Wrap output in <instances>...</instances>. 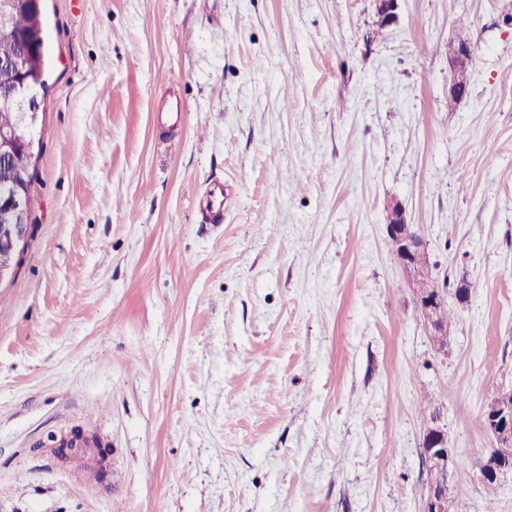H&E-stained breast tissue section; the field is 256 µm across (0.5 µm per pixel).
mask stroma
Segmentation results:
<instances>
[{"instance_id": "obj_1", "label": "stroma", "mask_w": 512, "mask_h": 512, "mask_svg": "<svg viewBox=\"0 0 512 512\" xmlns=\"http://www.w3.org/2000/svg\"><path fill=\"white\" fill-rule=\"evenodd\" d=\"M398 15L45 0L34 239L0 286V512H422L426 398L468 512H512V475L490 493L479 472V417L512 384V0ZM391 198L435 281L472 285L447 354ZM76 429L109 480L33 454ZM474 45L470 41H461L457 45L455 61L451 63L453 80L450 94L455 99H462L468 92L470 79L469 67L472 64ZM389 218L386 233L396 262L410 273L408 288H411L416 307L423 319L434 348L440 353L448 351V336L452 329L453 316L448 311L447 294L427 280L431 268L424 239L413 224H408L402 205L398 201L385 204ZM443 306L442 322L440 315Z\"/></svg>"}]
</instances>
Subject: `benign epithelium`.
Wrapping results in <instances>:
<instances>
[{
    "label": "benign epithelium",
    "instance_id": "benign-epithelium-1",
    "mask_svg": "<svg viewBox=\"0 0 512 512\" xmlns=\"http://www.w3.org/2000/svg\"><path fill=\"white\" fill-rule=\"evenodd\" d=\"M379 22L386 27L395 22L399 0H374ZM474 45L461 41L457 45L455 61L451 63L453 80L450 94L455 99L463 98L468 92L469 67L472 64ZM8 69L19 75L16 85L0 89V105L14 109V122L0 126V174H16L25 178V172L15 166L14 159L23 154L32 156V143L28 130L39 118V98L21 92L20 87L39 85L42 73H30L24 57L0 59V70ZM389 218L386 233L396 262L410 273L408 287L411 288L416 307L423 319L434 348L448 351V331L440 322L443 306L447 305V294L438 286L431 287L427 280L431 268L424 239L414 225L407 223L402 205L397 201L385 204ZM31 202L16 183L15 191L0 194V253L9 260L0 263V284L10 279L18 267L21 255L32 240L34 225L30 222ZM484 431L492 438L493 447L484 455L480 473L482 481L498 480L512 472V455L505 449L512 447V386L498 389L486 404ZM85 435L73 431L59 438L51 436L48 442L33 448L35 453H48L57 463L65 467L81 462V441ZM422 447L430 481L424 494L423 512H444L451 493L453 476V451L448 448V434L440 424L436 413L425 421L422 432Z\"/></svg>",
    "mask_w": 512,
    "mask_h": 512
}]
</instances>
